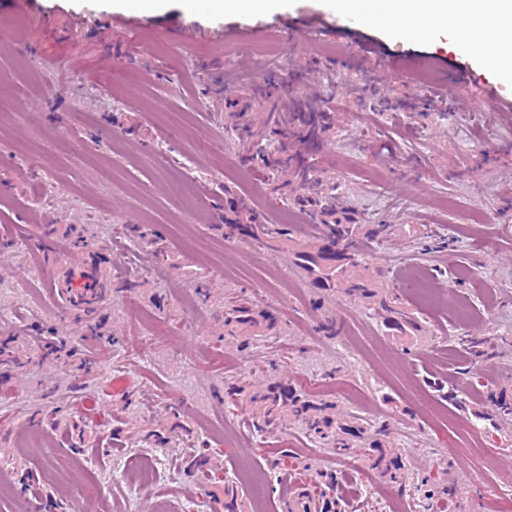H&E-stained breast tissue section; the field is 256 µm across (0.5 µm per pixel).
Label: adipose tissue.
<instances>
[{
	"label": "adipose tissue",
	"instance_id": "ef3b65f1",
	"mask_svg": "<svg viewBox=\"0 0 512 512\" xmlns=\"http://www.w3.org/2000/svg\"><path fill=\"white\" fill-rule=\"evenodd\" d=\"M188 12L205 10L237 17L278 9L280 0H185ZM330 9L355 17L361 26H384L399 36L448 30L456 49L476 54L490 69L512 77V57L500 49L512 40V0H328ZM495 29L497 39L476 38L471 21Z\"/></svg>",
	"mask_w": 512,
	"mask_h": 512
}]
</instances>
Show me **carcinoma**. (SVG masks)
<instances>
[{"label":"carcinoma","instance_id":"cac0c4a2","mask_svg":"<svg viewBox=\"0 0 512 512\" xmlns=\"http://www.w3.org/2000/svg\"><path fill=\"white\" fill-rule=\"evenodd\" d=\"M294 121L297 137L302 141L313 142L328 130L326 116L320 112H297ZM272 144L273 140L269 139L267 146L254 151L248 143H242L245 159L250 163L257 162L266 169L290 167V159L277 157L268 150ZM295 178L299 180L300 191L293 196L292 201L310 214L315 225L320 228V236L312 246L293 253L292 265L311 286L322 292L340 289L355 299L375 298L376 293L371 283L354 276L350 268L356 266L362 257V243L388 234L390 225L357 223L349 212L336 208V187H325L323 181L311 174L304 165L295 170ZM285 235L287 229L280 224L224 225V237L237 240L247 237L250 242L257 244ZM224 326L228 327L229 335L234 336L262 325L255 311L248 306V301L236 296L224 308ZM383 326L392 333H403L406 327L416 326V321L409 313L395 310ZM462 342L467 347L470 360L474 362L493 356V353L485 349L487 340L483 338L465 336ZM245 403L255 408L265 426L286 410L289 416L305 427L311 437L329 441L339 451L369 458L368 448L353 445L345 439L348 425L326 413L330 406L325 404L319 408L305 394L281 383L253 389L232 385L225 389V405L239 407Z\"/></svg>","mask_w":512,"mask_h":512}]
</instances>
